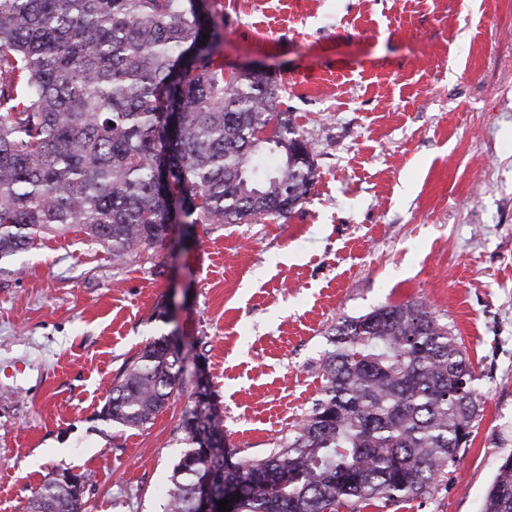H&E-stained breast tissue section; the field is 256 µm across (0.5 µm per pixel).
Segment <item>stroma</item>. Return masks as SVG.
<instances>
[{"mask_svg": "<svg viewBox=\"0 0 512 512\" xmlns=\"http://www.w3.org/2000/svg\"><path fill=\"white\" fill-rule=\"evenodd\" d=\"M224 66L285 91L317 182L288 220L177 224L118 263L45 238L0 274V512L88 475L86 512H166L197 380L224 440L263 457L318 397L328 332L424 304L477 377L473 440L448 476L364 512H482L512 454V0H208ZM177 334L185 384L145 428L101 418L127 359Z\"/></svg>", "mask_w": 512, "mask_h": 512, "instance_id": "obj_1", "label": "stroma"}]
</instances>
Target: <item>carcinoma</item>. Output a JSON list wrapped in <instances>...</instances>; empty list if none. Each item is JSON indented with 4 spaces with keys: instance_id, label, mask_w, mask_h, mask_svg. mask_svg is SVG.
<instances>
[{
    "instance_id": "cac0c4a2",
    "label": "carcinoma",
    "mask_w": 512,
    "mask_h": 512,
    "mask_svg": "<svg viewBox=\"0 0 512 512\" xmlns=\"http://www.w3.org/2000/svg\"><path fill=\"white\" fill-rule=\"evenodd\" d=\"M209 35L203 41L202 35ZM224 31L206 0H0V272L49 233H80L117 261L169 236L158 186L166 152L194 224L286 218L317 176L280 86L224 68ZM178 113L168 144L162 113ZM272 129L270 152L257 134ZM321 395L276 447L237 450L195 393L168 512H194L200 478L238 491V512H349L418 497L471 442L476 377L456 336L420 303H386L332 326ZM186 356L149 341L101 415L140 429L182 389ZM69 473L44 481L29 512H84ZM484 512H512V455Z\"/></svg>"
}]
</instances>
